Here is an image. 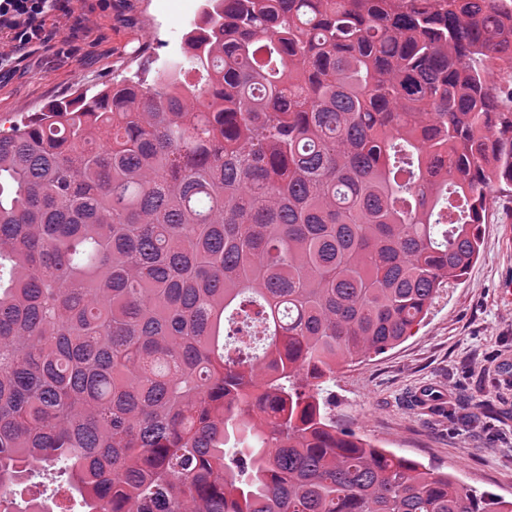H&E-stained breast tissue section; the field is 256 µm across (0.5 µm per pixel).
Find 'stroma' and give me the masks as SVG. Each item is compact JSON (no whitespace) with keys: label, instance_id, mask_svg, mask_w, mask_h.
Here are the masks:
<instances>
[{"label":"stroma","instance_id":"35a3bbf8","mask_svg":"<svg viewBox=\"0 0 512 512\" xmlns=\"http://www.w3.org/2000/svg\"><path fill=\"white\" fill-rule=\"evenodd\" d=\"M202 0H61L47 40L0 71V121L24 119L181 51ZM331 412L380 448L512 498V193L492 194L477 261L412 336L339 367Z\"/></svg>","mask_w":512,"mask_h":512}]
</instances>
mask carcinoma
Returning a JSON list of instances; mask_svg holds the SVG:
<instances>
[{
	"mask_svg": "<svg viewBox=\"0 0 512 512\" xmlns=\"http://www.w3.org/2000/svg\"><path fill=\"white\" fill-rule=\"evenodd\" d=\"M204 72L185 80V63ZM512 0H206L0 129V486L83 512H512L336 422L512 187ZM57 481H55V479L50 482L49 486H39L37 488H33L32 491H30L29 493H25L22 497L24 499H29L31 497H36V496H40L42 495V497H46V498H49V499H52V501L54 502L55 500L58 501V503L62 504L63 507L65 505H72L73 506V510H78V507L75 505V503L72 501V500H69V497L65 491V489L63 488L64 484H63V478H56ZM60 490V493H62V496H60L59 494L56 493V490ZM65 495V497H64ZM67 498V500H65Z\"/></svg>",
	"mask_w": 512,
	"mask_h": 512,
	"instance_id": "obj_1",
	"label": "carcinoma"
}]
</instances>
